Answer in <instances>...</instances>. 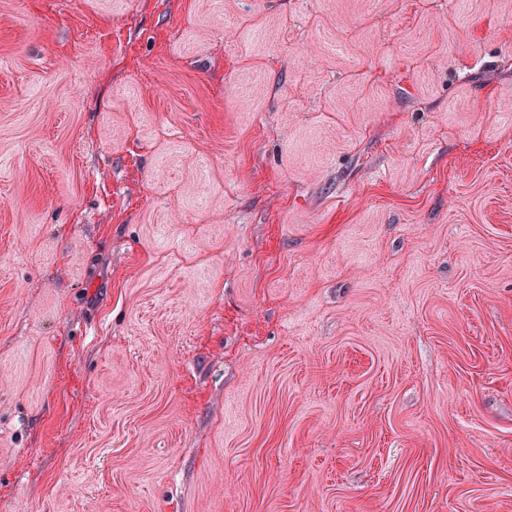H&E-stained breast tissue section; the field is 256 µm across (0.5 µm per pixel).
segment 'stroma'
Wrapping results in <instances>:
<instances>
[{
	"mask_svg": "<svg viewBox=\"0 0 512 512\" xmlns=\"http://www.w3.org/2000/svg\"><path fill=\"white\" fill-rule=\"evenodd\" d=\"M0 512H512V0H0Z\"/></svg>",
	"mask_w": 512,
	"mask_h": 512,
	"instance_id": "stroma-1",
	"label": "stroma"
}]
</instances>
